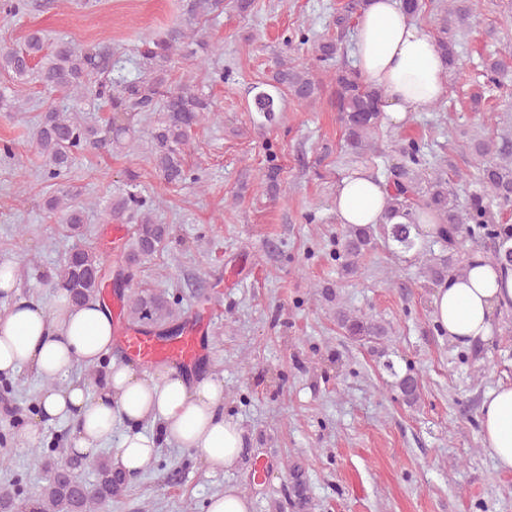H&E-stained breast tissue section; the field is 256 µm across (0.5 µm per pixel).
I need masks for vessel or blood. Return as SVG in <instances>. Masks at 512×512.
I'll return each mask as SVG.
<instances>
[{"label": "vessel or blood", "instance_id": "1", "mask_svg": "<svg viewBox=\"0 0 512 512\" xmlns=\"http://www.w3.org/2000/svg\"><path fill=\"white\" fill-rule=\"evenodd\" d=\"M113 336L123 352L151 367L160 363L183 367L195 366L204 355V342L199 328L191 327L181 335L160 337L114 323Z\"/></svg>", "mask_w": 512, "mask_h": 512}]
</instances>
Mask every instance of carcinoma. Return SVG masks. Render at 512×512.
Instances as JSON below:
<instances>
[{"label": "carcinoma", "mask_w": 512, "mask_h": 512, "mask_svg": "<svg viewBox=\"0 0 512 512\" xmlns=\"http://www.w3.org/2000/svg\"><path fill=\"white\" fill-rule=\"evenodd\" d=\"M365 0H349L336 9L337 37L314 45L315 58L321 63L336 59L339 44L347 26L364 6ZM404 10L417 16L429 11L436 23L435 42L449 69L460 66L458 43L455 35L465 29L474 13L483 8L499 6L496 0H403ZM29 0H0V10L11 16L24 14ZM173 50L171 39L159 38L145 42L140 55L151 69L144 77L114 81L112 72L117 63L112 52L97 47H76L69 42H59L47 49L43 37L34 32L18 49L0 50V72L11 80L24 83L35 79L42 85L62 91L74 102L93 90L100 99H107L111 117L106 129L82 124L67 112L50 110L42 115L34 133L35 143L43 158L44 177L54 180L66 172L77 155L92 144H117L129 132L130 116L134 112H162L164 119L155 129L152 154L155 169L168 184L185 180L181 146L187 141L188 132L198 124L212 104L205 95L186 86L163 89L165 66ZM512 56V44L505 43L501 51L483 61L487 83L499 89L503 86L501 56ZM267 89L254 95L253 108L265 121H270L279 111L281 89L298 102H310L320 93V84L306 68L286 67L277 63ZM380 93L363 84L357 70L341 68L336 71L335 107L346 132V150L360 159L366 151H375V137L379 135L382 115L378 102ZM429 145L413 137L399 139L400 161L386 168L385 179L391 195L385 210L386 222L382 225L384 236L404 251L415 247L418 213L422 210L435 213L442 224L440 238L448 244V253L432 259L427 267L433 281L467 272V258L462 254L464 244L488 245L492 252L490 262L512 269V224L504 214L512 210V136L499 139H481L468 146L472 156L475 183L480 190L469 194L466 204L458 202L457 195L448 184V170L435 169L434 175L423 178L422 161ZM47 210L59 215L75 236L81 235L84 221L82 207L72 203L70 192L59 188L45 201ZM142 200L130 190L125 196L111 203L109 216L115 220L134 214ZM169 235L166 224H154L146 216L138 219L134 237L114 249L118 267L137 263L140 258L162 250ZM377 246L376 234L370 225H347L340 235L337 259L347 272L356 271L360 260ZM99 252L91 247L76 246L61 258L50 285L65 290L74 305L104 298L106 273ZM133 313L138 326L149 328L172 316L168 301L161 295L151 294L135 299ZM339 326L354 342L380 345L388 336L385 324L371 316L356 315L344 310L336 311ZM397 388L408 403L419 399L418 377L407 371L398 376ZM34 459L42 462L50 476L36 492L28 489L23 478L17 476L0 485V512H110L112 502L118 500L126 489V475L112 467L107 458L89 460L71 457L67 461L45 460L36 452ZM88 469L95 474V483L80 485L73 481L72 473ZM291 481L288 485V502L293 512H309L311 498L305 470L298 462L289 464Z\"/></svg>", "instance_id": "obj_1"}]
</instances>
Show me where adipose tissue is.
Returning a JSON list of instances; mask_svg holds the SVG:
<instances>
[{
	"instance_id": "ef3b65f1",
	"label": "adipose tissue",
	"mask_w": 512,
	"mask_h": 512,
	"mask_svg": "<svg viewBox=\"0 0 512 512\" xmlns=\"http://www.w3.org/2000/svg\"><path fill=\"white\" fill-rule=\"evenodd\" d=\"M354 65L369 87L380 90L386 123L404 128L410 113L430 110L446 89L447 67L424 24L407 15L401 0H367L356 25ZM387 191L382 178L366 168L344 175L336 186L333 210L338 223L367 225L383 220ZM512 306V270L493 267L472 254L466 275L451 277L434 291L432 316L452 342L469 345L487 339L496 309ZM112 315L101 303L74 306L59 292L52 307L14 302L0 312V375L26 367L45 386L23 433L36 438L42 427L73 420L72 452L91 456L115 443L116 465L140 473L161 444L194 450L208 468L229 467L243 447L238 424L224 416V383L218 375L193 376L161 365L143 372L112 359ZM106 365L97 397L80 382L64 383L76 365ZM483 443L500 469L512 470V386L491 390L482 405ZM125 429L113 439L116 422ZM157 428L149 435L144 424Z\"/></svg>"
}]
</instances>
